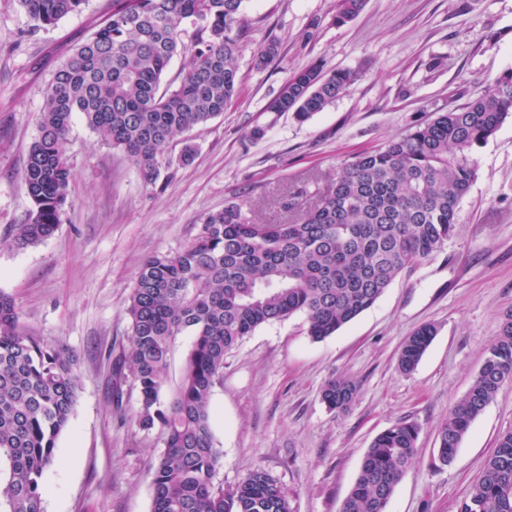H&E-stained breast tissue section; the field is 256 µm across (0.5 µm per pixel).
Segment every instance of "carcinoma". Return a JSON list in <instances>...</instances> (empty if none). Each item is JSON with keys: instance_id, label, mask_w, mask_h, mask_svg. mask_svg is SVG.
Wrapping results in <instances>:
<instances>
[{"instance_id": "carcinoma-1", "label": "carcinoma", "mask_w": 512, "mask_h": 512, "mask_svg": "<svg viewBox=\"0 0 512 512\" xmlns=\"http://www.w3.org/2000/svg\"><path fill=\"white\" fill-rule=\"evenodd\" d=\"M32 29L79 12L87 0H20ZM244 0H112V15L55 72L38 116V136L23 171L33 209L15 225L24 248L51 237L69 196L68 135L75 115L99 141L125 153L149 184L175 137L224 113L240 91L238 52ZM365 0H339L335 22L353 19ZM194 40L184 42L186 26ZM278 54L272 40L254 56L264 68ZM184 58L178 84L164 83ZM358 79L351 70L294 71L269 104L305 120ZM512 115V73L464 106L382 147L361 152L324 177L313 199L291 193L284 221H263L245 200L207 213L174 254L146 258L126 308L131 345L121 368L139 392L133 419L160 428L165 451L152 467V512H293L290 497L264 468L236 484L215 482L223 451L211 425V396L224 356L258 327L295 314L308 335H334L370 308L406 269L440 248L456 228L458 208L475 178L469 151ZM193 336L181 380L166 396L173 340ZM425 325L401 346L398 367L411 372L431 343ZM512 380V312L468 391L438 429V459L452 462L472 423ZM80 378L63 344L46 346L0 293V512H43V475L75 412ZM358 393L347 378L330 380L322 400L346 410ZM417 424L399 421L371 443L340 512H386L412 466ZM458 512H512V431L501 434Z\"/></svg>"}]
</instances>
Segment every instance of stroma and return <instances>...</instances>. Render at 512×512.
<instances>
[{
    "label": "stroma",
    "mask_w": 512,
    "mask_h": 512,
    "mask_svg": "<svg viewBox=\"0 0 512 512\" xmlns=\"http://www.w3.org/2000/svg\"><path fill=\"white\" fill-rule=\"evenodd\" d=\"M336 3L244 0L239 96L206 126L174 139L155 184L74 118L73 177L58 229L19 248L12 230L32 209L22 175L46 88L109 17L112 0H87L82 11L38 30L19 0H0V292L14 298L23 325L44 343L74 351L80 377L76 410L43 478L44 512L152 510L149 469L164 445L159 430L133 424L138 391L116 371L130 348L125 309L145 257L178 251L206 213L239 196L275 217L284 189L315 194L316 174L462 106L512 71V0H366L340 26ZM272 40L278 56L254 69V53ZM310 65L360 77L307 120L268 111L291 72ZM257 128L264 131L258 139ZM187 140L196 153L184 165ZM470 158L476 178L454 235L403 271L371 308L320 341L298 315L266 324L225 356L211 397L223 450L218 483L261 467L295 512H339L372 440L405 420L419 427L416 457L387 512H457L499 435L512 430L507 382L454 461L437 459L438 427L512 310V118ZM425 324L436 335L416 369L403 373L401 345ZM339 377L359 386L343 412L321 398Z\"/></svg>",
    "instance_id": "1"
}]
</instances>
